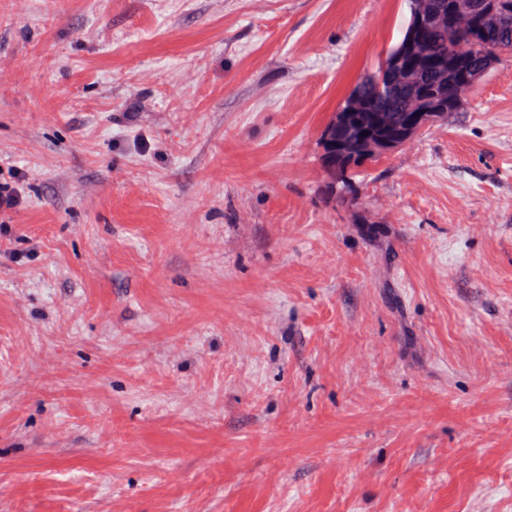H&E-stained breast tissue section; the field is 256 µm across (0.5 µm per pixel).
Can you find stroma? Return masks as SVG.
<instances>
[{
    "label": "stroma",
    "instance_id": "1",
    "mask_svg": "<svg viewBox=\"0 0 512 512\" xmlns=\"http://www.w3.org/2000/svg\"><path fill=\"white\" fill-rule=\"evenodd\" d=\"M406 0H0V512H512V65L324 199ZM379 158L380 157H370L363 161L346 162V160L340 159L338 157L336 158V149L333 151L331 146L328 149L323 148V166L325 165L326 160L329 159L330 161L336 160L338 166L343 167L342 177L336 180L337 183H341L342 186H339V190H336V181H332L329 185H327L325 189L326 199L329 202H335L336 204L349 203L351 201V198L348 196V194L351 192V180L362 167L369 163L378 161Z\"/></svg>",
    "mask_w": 512,
    "mask_h": 512
}]
</instances>
